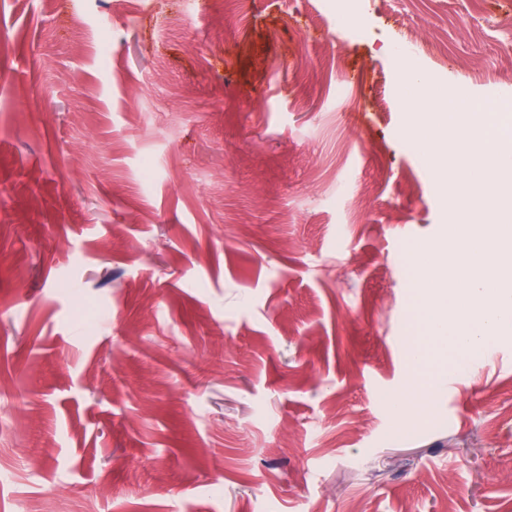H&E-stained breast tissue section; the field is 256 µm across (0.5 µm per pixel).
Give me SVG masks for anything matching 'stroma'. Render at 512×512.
<instances>
[{
	"label": "stroma",
	"mask_w": 512,
	"mask_h": 512,
	"mask_svg": "<svg viewBox=\"0 0 512 512\" xmlns=\"http://www.w3.org/2000/svg\"><path fill=\"white\" fill-rule=\"evenodd\" d=\"M199 2L0 0V512H512V340L411 367L457 204L386 53L512 101V0Z\"/></svg>",
	"instance_id": "obj_1"
}]
</instances>
